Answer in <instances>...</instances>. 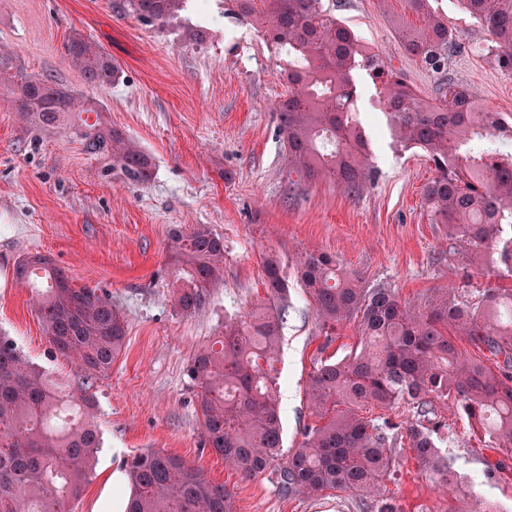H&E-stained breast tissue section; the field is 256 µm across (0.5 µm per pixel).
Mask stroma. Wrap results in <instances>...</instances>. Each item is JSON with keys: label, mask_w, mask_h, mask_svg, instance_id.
<instances>
[{"label": "stroma", "mask_w": 512, "mask_h": 512, "mask_svg": "<svg viewBox=\"0 0 512 512\" xmlns=\"http://www.w3.org/2000/svg\"><path fill=\"white\" fill-rule=\"evenodd\" d=\"M119 0H0V50L15 70L52 81L98 109L108 128L135 142L153 164L144 184L126 183L108 158L84 152L65 128H43L19 112L0 85V336L29 364L75 397L90 393L102 446L94 475L73 512H124L125 460L144 450L182 458L207 479L227 485L233 512H376L358 494L282 493L275 470L245 479L204 447L201 389L188 376L195 354L224 331L225 320L264 297L261 264L277 254L294 311L283 330L279 400L285 449L296 448L316 417L306 396L309 375L337 362L358 341L356 323L327 333L296 279L306 251L335 257L363 287L385 285L412 301L444 293L462 276L441 225L432 223L423 193L435 170L424 152L393 143L385 116L360 103L373 142L376 179L357 196L329 179L288 190V165L274 104L288 92L286 59L257 28L223 24L197 38L194 24L160 29L142 23ZM370 53L399 69L423 98L439 80L408 57L397 25L421 26L404 0H324ZM454 35L448 74L512 124V76L486 52L491 37L458 0H430ZM81 37L111 56L120 71L106 86L86 81L66 52ZM203 224L224 240V279L202 310L175 304L169 263L171 231ZM40 253L70 278L112 301L126 320V338L107 375L86 382L78 363L57 357L43 333L30 288L14 277L20 257ZM436 411L448 426L446 455L469 499L512 508V455L494 449L481 429ZM385 495L399 512H446L448 495L416 461L407 440ZM502 460L495 475L485 460Z\"/></svg>", "instance_id": "obj_1"}]
</instances>
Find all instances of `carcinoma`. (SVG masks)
<instances>
[{
    "instance_id": "1",
    "label": "carcinoma",
    "mask_w": 512,
    "mask_h": 512,
    "mask_svg": "<svg viewBox=\"0 0 512 512\" xmlns=\"http://www.w3.org/2000/svg\"><path fill=\"white\" fill-rule=\"evenodd\" d=\"M224 0L229 18L259 22L265 40L288 57V94L278 112L288 155V180L329 178L347 194L360 193L377 175L370 136L358 120L362 88L353 75L363 68L375 89L372 107L384 113L396 144L420 148L436 171L424 192L432 223L440 224L451 252L469 264L512 278V126L488 108L472 111L475 92L448 77L433 101L419 96L391 65L361 47L354 31L322 0ZM424 24L401 32L405 52L435 72L445 69L453 35L428 10L429 0H405ZM461 7L492 36L490 53L512 75V0H460ZM119 7L158 27L181 16L187 0H122ZM69 58L96 85L116 81L117 67L99 47L75 37ZM10 94L26 114L48 127L65 125L84 151L112 158V170L133 184L146 183L150 157L119 132L104 126L101 113L78 107L68 91L33 76L12 84ZM96 116L89 121L88 114ZM175 303L185 314L208 303L223 281L224 241L207 226L194 225L174 239ZM322 329L358 322L360 350L316 368L307 395L319 421L300 445L283 453L277 381L270 376L282 329L292 306L288 279L275 255L263 258L267 299L244 317L224 322V334L198 352L190 379L201 387L199 408L205 443L224 464L250 478L278 464L282 492L312 495L327 490L379 492L394 467L391 448L398 431L415 459L448 488V512H495L487 502L474 510L463 495L434 430L424 425L435 404L454 400L459 414L480 425L497 448L512 453V289L450 291L416 307L382 285L363 288L331 256L308 253L296 264ZM15 278L32 284L43 331L55 353L77 361L90 381L106 374L126 335V322L112 301L71 280L42 255L15 264ZM466 338L484 359L462 356ZM408 406L414 420L400 427L360 414L367 408ZM94 402H78L48 374L30 364L13 343L0 339V512H71L89 479L101 446L93 421ZM79 416L62 427L59 409ZM130 494L125 512H232L231 493L198 469L170 454L140 453L126 460Z\"/></svg>"
}]
</instances>
